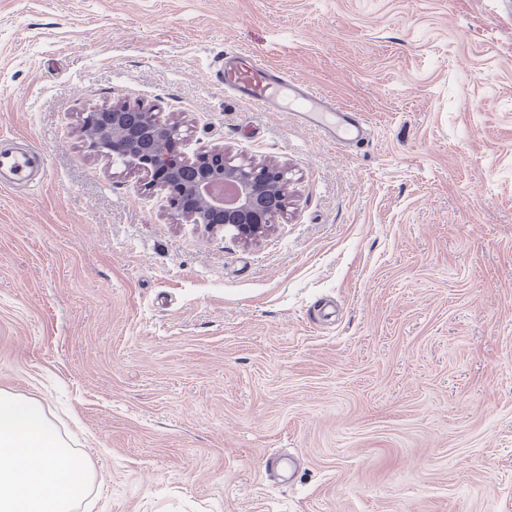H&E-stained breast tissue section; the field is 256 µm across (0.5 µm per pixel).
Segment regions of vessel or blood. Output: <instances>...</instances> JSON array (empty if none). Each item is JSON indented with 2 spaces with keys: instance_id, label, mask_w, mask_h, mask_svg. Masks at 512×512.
I'll return each instance as SVG.
<instances>
[{
  "instance_id": "vessel-or-blood-1",
  "label": "vessel or blood",
  "mask_w": 512,
  "mask_h": 512,
  "mask_svg": "<svg viewBox=\"0 0 512 512\" xmlns=\"http://www.w3.org/2000/svg\"><path fill=\"white\" fill-rule=\"evenodd\" d=\"M225 89L266 110L289 108L298 123L341 147L356 146L370 139L363 115L336 108L317 89L303 80L255 59L249 52L225 53L214 70ZM46 159L36 149L0 150V184L13 188L44 173Z\"/></svg>"
}]
</instances>
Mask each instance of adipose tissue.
<instances>
[{"instance_id":"ef3b65f1","label":"adipose tissue","mask_w":512,"mask_h":512,"mask_svg":"<svg viewBox=\"0 0 512 512\" xmlns=\"http://www.w3.org/2000/svg\"><path fill=\"white\" fill-rule=\"evenodd\" d=\"M89 478L50 410L0 391V512H72Z\"/></svg>"}]
</instances>
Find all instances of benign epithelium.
I'll return each mask as SVG.
<instances>
[{
    "label": "benign epithelium",
    "mask_w": 512,
    "mask_h": 512,
    "mask_svg": "<svg viewBox=\"0 0 512 512\" xmlns=\"http://www.w3.org/2000/svg\"><path fill=\"white\" fill-rule=\"evenodd\" d=\"M98 124L90 149L112 157L150 183L170 192L176 213L191 224L208 228L230 226L245 240L263 237L284 211L271 196L266 179L286 172L263 164H234L222 148L205 150L188 162L193 175L182 176L172 162L173 145L180 140V126L158 120L141 106L116 102L89 113Z\"/></svg>",
    "instance_id": "1"
}]
</instances>
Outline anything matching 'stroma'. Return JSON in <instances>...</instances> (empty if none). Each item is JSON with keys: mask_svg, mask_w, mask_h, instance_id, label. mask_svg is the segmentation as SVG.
<instances>
[{"mask_svg": "<svg viewBox=\"0 0 512 512\" xmlns=\"http://www.w3.org/2000/svg\"><path fill=\"white\" fill-rule=\"evenodd\" d=\"M244 49L348 152L212 73ZM117 101L288 171L263 238L87 147ZM0 390L87 458L74 512H512V0H0ZM214 77L224 89L265 111L278 112L287 107L288 100V109L301 126L340 147L370 141V129L362 114L337 109L317 89L262 63L247 51L224 52ZM46 159L42 152L36 149L0 150V179L1 188H14L32 181V176L45 173ZM7 172L9 178L4 179Z\"/></svg>", "mask_w": 512, "mask_h": 512, "instance_id": "1", "label": "stroma"}]
</instances>
